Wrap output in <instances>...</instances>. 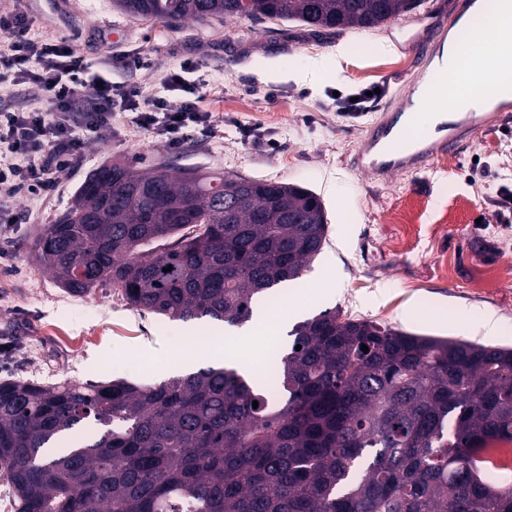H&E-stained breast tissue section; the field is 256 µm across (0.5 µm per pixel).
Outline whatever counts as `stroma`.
Here are the masks:
<instances>
[{
  "label": "stroma",
  "instance_id": "stroma-1",
  "mask_svg": "<svg viewBox=\"0 0 512 512\" xmlns=\"http://www.w3.org/2000/svg\"><path fill=\"white\" fill-rule=\"evenodd\" d=\"M463 2L421 0L378 26L336 34L245 17L172 25L127 14L113 0H0V13L23 10L40 39L71 38L93 71L138 87L142 98L186 100L165 84L169 71L183 70L210 115L174 148L138 126L133 112L118 113L111 140L90 144L54 196L19 202L22 223L0 237V380L154 384L177 373L178 356L189 371L206 367L212 340L231 336L238 350L251 348L250 325L172 321L136 310L109 285L75 296L34 264L44 225L71 209L91 174L115 163L221 171L319 195L327 243L309 271L266 301L270 324L284 313L295 323L336 308L410 333L512 348V223L497 221V183L469 175L476 157L512 175V136L493 130L385 184L351 165L367 127L421 80L423 48ZM313 58L323 71L298 80ZM368 86L383 89L374 109L357 117L337 110V95ZM489 314L493 336L482 329Z\"/></svg>",
  "mask_w": 512,
  "mask_h": 512
}]
</instances>
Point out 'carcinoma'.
<instances>
[{"mask_svg":"<svg viewBox=\"0 0 512 512\" xmlns=\"http://www.w3.org/2000/svg\"><path fill=\"white\" fill-rule=\"evenodd\" d=\"M114 3L173 22L271 18L342 31L419 0ZM326 235L321 199L299 185L112 165L45 226L34 254L68 293L110 284L139 310L239 327L303 275ZM288 336L276 399L232 364L155 385L1 381L0 478L16 512H512V485L487 482L478 466L488 442H512V349L338 309ZM72 434L78 446L43 459Z\"/></svg>","mask_w":512,"mask_h":512,"instance_id":"1","label":"carcinoma"}]
</instances>
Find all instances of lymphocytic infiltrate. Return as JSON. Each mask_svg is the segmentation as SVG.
Returning <instances> with one entry per match:
<instances>
[{
	"instance_id": "1",
	"label": "lymphocytic infiltrate",
	"mask_w": 512,
	"mask_h": 512,
	"mask_svg": "<svg viewBox=\"0 0 512 512\" xmlns=\"http://www.w3.org/2000/svg\"><path fill=\"white\" fill-rule=\"evenodd\" d=\"M0 36L8 42L0 52V84L27 85L47 102L43 109L0 106V227L6 229L16 221L14 201L53 195L60 173L83 159L88 144L111 138L113 111L131 106L139 92L90 75L68 39L40 40L23 12L0 14ZM208 120L196 102L174 106L163 97L136 117L174 146L186 127Z\"/></svg>"
}]
</instances>
